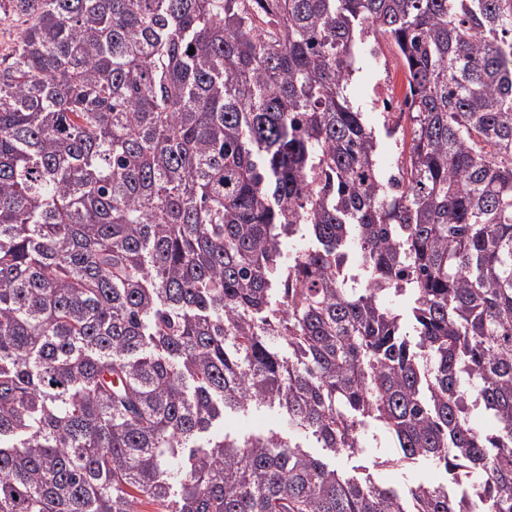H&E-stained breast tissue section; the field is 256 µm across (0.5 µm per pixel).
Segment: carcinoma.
<instances>
[{
	"instance_id": "obj_1",
	"label": "carcinoma",
	"mask_w": 512,
	"mask_h": 512,
	"mask_svg": "<svg viewBox=\"0 0 512 512\" xmlns=\"http://www.w3.org/2000/svg\"><path fill=\"white\" fill-rule=\"evenodd\" d=\"M5 11L0 512H474L331 463L375 428L512 512V0ZM370 39L407 82L388 174ZM360 53L363 59V69L354 79L350 93L356 104L362 107L363 112H366L369 119L380 130L378 140L379 157L384 169H389L390 165L397 160L401 151V139L396 144L395 138L384 135L382 130L383 118L380 112L374 108L373 98L377 88L375 101L378 105L385 107L387 111L398 110L403 107L404 96L381 84L395 77L399 79L402 86V65L393 48L383 41H381V48L378 52L370 54L369 45L366 44L361 46ZM275 419L266 413H256L248 420L232 417L225 422V429L232 432L266 429L274 426Z\"/></svg>"
}]
</instances>
